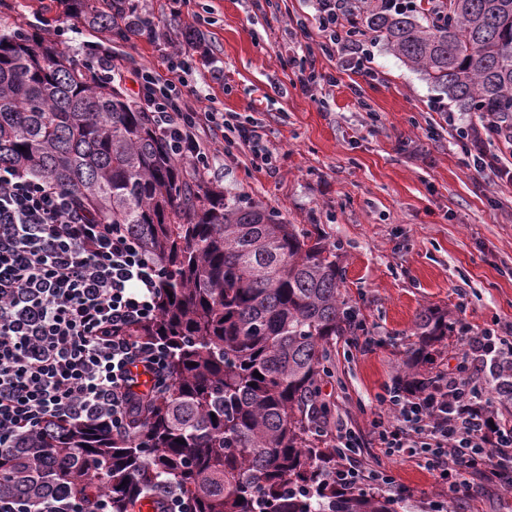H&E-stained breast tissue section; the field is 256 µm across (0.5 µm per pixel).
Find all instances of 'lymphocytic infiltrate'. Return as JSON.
<instances>
[{
	"label": "lymphocytic infiltrate",
	"instance_id": "lymphocytic-infiltrate-1",
	"mask_svg": "<svg viewBox=\"0 0 512 512\" xmlns=\"http://www.w3.org/2000/svg\"><path fill=\"white\" fill-rule=\"evenodd\" d=\"M313 23L295 31H318L324 56L343 54L366 77L373 57L353 38V0H313ZM351 41H343V34ZM87 64L117 84L133 81L137 97L171 152L204 175L207 136L221 134L225 147L248 149L255 169L275 173L263 126L236 112L203 106L204 96L187 76V55L175 52L166 73L127 69L120 56L88 55ZM457 145L474 168L512 181V166L487 151L498 140L512 151V128L493 113L455 125ZM161 268L121 224L91 220L74 196L54 184L0 169V459L24 436L52 433L73 422L99 421L128 431L144 403L141 376L150 390L168 383L163 343L131 336L132 327L153 319L159 308ZM498 334L483 329L466 338L454 371L436 373L425 389L405 388L381 398L387 413L374 422L387 457L423 458L447 484L432 502L434 512L469 495L475 483L512 485V425L493 423V380L463 382L481 370L496 350ZM336 480L344 484H395L384 468L365 467L361 440L350 428L336 431Z\"/></svg>",
	"mask_w": 512,
	"mask_h": 512
}]
</instances>
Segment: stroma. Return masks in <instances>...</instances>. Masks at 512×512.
I'll return each mask as SVG.
<instances>
[{
    "label": "stroma",
    "instance_id": "35a3bbf8",
    "mask_svg": "<svg viewBox=\"0 0 512 512\" xmlns=\"http://www.w3.org/2000/svg\"><path fill=\"white\" fill-rule=\"evenodd\" d=\"M146 9L154 39L89 29L66 0H0V29L31 24L73 58L91 45L161 73L170 41L194 30L193 55L209 53L224 78L198 68L190 83L209 93L214 110L262 122L279 169L257 171L238 149L213 158L205 178L338 247L341 291L377 342L363 352L343 337L330 348L321 383L330 419L362 435L409 512H431L439 492L431 473L385 457L371 422L378 396L402 372L421 310L442 308L454 321L439 369L462 354L463 325H512V183L474 171L453 126L430 109L442 91L382 43L372 47L371 81L322 55L316 40L288 39L294 19L312 17L310 0H148ZM310 65L334 75L335 86L302 90L299 69Z\"/></svg>",
    "mask_w": 512,
    "mask_h": 512
}]
</instances>
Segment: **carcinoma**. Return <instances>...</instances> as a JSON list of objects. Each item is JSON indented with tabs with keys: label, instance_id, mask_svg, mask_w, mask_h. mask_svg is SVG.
Here are the masks:
<instances>
[{
	"label": "carcinoma",
	"instance_id": "cac0c4a2",
	"mask_svg": "<svg viewBox=\"0 0 512 512\" xmlns=\"http://www.w3.org/2000/svg\"><path fill=\"white\" fill-rule=\"evenodd\" d=\"M387 2L362 0L366 36L465 110L512 124V0H446L420 18ZM124 5L71 0L88 27L120 38ZM4 167L126 225L157 259L158 314L130 334L165 344L170 383L127 433L89 422L28 435L0 460V493L31 512H58L43 503L55 487L89 508L104 495L112 512H163L161 485L190 512H406L400 496L338 484L336 451L319 446L327 346L362 326L335 246L188 176L144 112L36 31L0 30ZM450 329L446 310L416 316L406 386L430 384L424 366Z\"/></svg>",
	"mask_w": 512,
	"mask_h": 512
}]
</instances>
